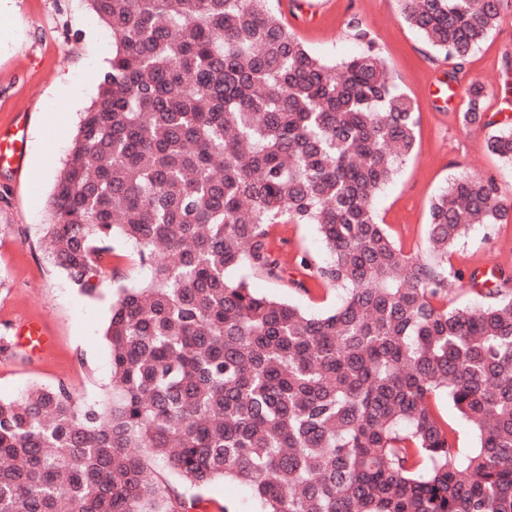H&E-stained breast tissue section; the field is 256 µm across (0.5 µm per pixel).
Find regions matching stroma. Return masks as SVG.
Wrapping results in <instances>:
<instances>
[{
	"label": "stroma",
	"mask_w": 512,
	"mask_h": 512,
	"mask_svg": "<svg viewBox=\"0 0 512 512\" xmlns=\"http://www.w3.org/2000/svg\"><path fill=\"white\" fill-rule=\"evenodd\" d=\"M309 0H271L273 9L303 42L327 62L361 52L350 21H358L369 42L379 49L399 89L414 102L420 116L416 151L380 192L375 206L380 220L404 251L423 252L428 205L448 183L464 173L494 176L503 198L512 201V169L487 149L492 127L512 125V90L504 91L502 74L512 59V0H506L497 27L468 59L460 87L481 82L487 91L485 128H465L458 120L464 100H451L442 87L454 60L434 51L400 17L398 0H325L319 12ZM112 55V35L98 21L87 0H14L13 25L0 39V128L24 121L25 165L0 170V338L12 324L42 321L51 332L52 349L40 357L22 349L0 350V397L15 398L33 386L66 385L79 403L107 399L112 360L105 331L121 288L142 280L130 244L114 241L115 253L92 278L94 293L73 284L46 248L44 227L52 220L50 200L74 143L79 122L97 94L99 74ZM76 89L75 105L59 113L53 135L41 129L43 105L60 82ZM48 155L51 164L34 177L29 163ZM271 249L283 264L282 279L263 272L230 271L246 279L259 294L278 298L309 313L336 306L341 291L308 278L299 260L309 255L324 261L327 251L312 224L270 227ZM512 224L473 226L448 252V263L463 274L453 299L478 305L482 299L467 281L473 271H512ZM305 281L306 290L294 288ZM194 512H260L250 487L219 481L200 494Z\"/></svg>",
	"instance_id": "35a3bbf8"
}]
</instances>
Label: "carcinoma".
Returning a JSON list of instances; mask_svg holds the SVG:
<instances>
[{
	"label": "carcinoma",
	"instance_id": "obj_1",
	"mask_svg": "<svg viewBox=\"0 0 512 512\" xmlns=\"http://www.w3.org/2000/svg\"><path fill=\"white\" fill-rule=\"evenodd\" d=\"M112 58L51 197L45 238L84 291L132 244L149 276L124 289L105 337L112 400L64 385L0 399V512H190L159 482L248 485L262 512H512V274L448 300V251L512 223L493 176L465 173L429 205L407 254L377 193L414 154L419 123L367 34L335 64L271 0H88ZM401 18L462 68L504 0H400ZM485 87L462 124L486 127ZM487 149L512 168V127ZM273 224H316L328 259L300 265L343 291L309 314L260 296L280 279ZM447 401L469 426L458 446Z\"/></svg>",
	"mask_w": 512,
	"mask_h": 512
}]
</instances>
